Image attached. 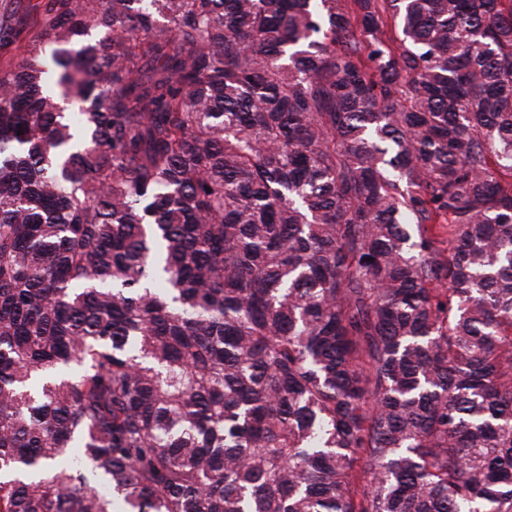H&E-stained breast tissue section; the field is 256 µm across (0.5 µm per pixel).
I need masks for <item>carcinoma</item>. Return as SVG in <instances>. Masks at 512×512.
I'll return each instance as SVG.
<instances>
[{"instance_id":"obj_1","label":"carcinoma","mask_w":512,"mask_h":512,"mask_svg":"<svg viewBox=\"0 0 512 512\" xmlns=\"http://www.w3.org/2000/svg\"><path fill=\"white\" fill-rule=\"evenodd\" d=\"M0 53V512H512V0Z\"/></svg>"}]
</instances>
